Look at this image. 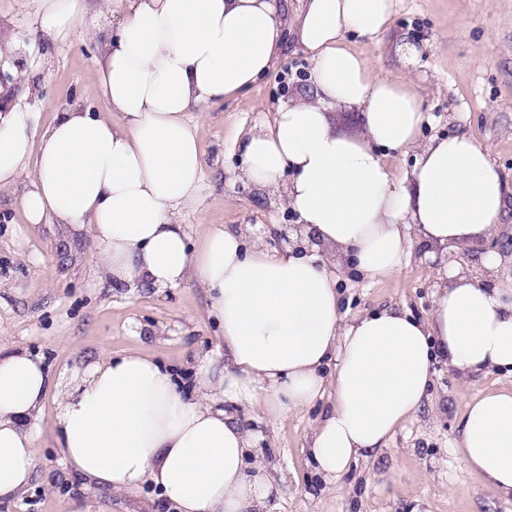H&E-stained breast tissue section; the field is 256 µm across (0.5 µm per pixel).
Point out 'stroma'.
<instances>
[{
  "label": "stroma",
  "instance_id": "1",
  "mask_svg": "<svg viewBox=\"0 0 512 512\" xmlns=\"http://www.w3.org/2000/svg\"><path fill=\"white\" fill-rule=\"evenodd\" d=\"M0 25L20 47L23 71L10 87L15 102L35 115L32 137L74 102L121 124L93 81L96 42L75 34L43 42L28 0H0ZM403 34L422 48L413 78L433 116L426 137L459 133L487 145L512 187V0H401L386 32L348 44L378 69L390 70L396 65L391 45ZM310 69L296 42H288L262 81L205 106L197 128L203 160L198 201L174 217L192 242L221 225L278 252L299 245L292 211L241 180L235 143L243 131L272 125L281 102L302 96ZM32 182L28 174L15 187L0 189V352L42 357L51 384L34 422L38 467L31 485L1 501L0 512H69L74 505L80 512H170L151 486L116 493L70 471L57 429L59 402L76 376L131 349L157 356L181 381H191L197 356L217 352L207 292L193 281L131 288L105 278L90 236L72 239L61 225L27 223L21 197ZM276 229L286 231L288 242H270ZM486 251L502 256L497 275L511 279L512 194L481 248L451 246L431 255L413 248L407 267L380 282L345 273L342 307L354 316L398 305L427 318L448 272L486 279ZM502 387H512V372L466 381L436 364L416 417L396 430L381 453L351 464L334 486L316 474L306 453L326 401L274 423L248 405L238 406L237 416L255 433L256 453L282 479L279 512H512V496L487 491L454 452L465 395Z\"/></svg>",
  "mask_w": 512,
  "mask_h": 512
}]
</instances>
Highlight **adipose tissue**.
Segmentation results:
<instances>
[{"label":"adipose tissue","instance_id":"1","mask_svg":"<svg viewBox=\"0 0 512 512\" xmlns=\"http://www.w3.org/2000/svg\"><path fill=\"white\" fill-rule=\"evenodd\" d=\"M32 2L46 40L87 34L85 0ZM398 2L300 0L291 15L278 0H129L100 38L94 75L123 125L73 103L35 145L31 113L0 103V187L33 169L27 222L90 234L106 278L129 287L197 281L221 329L224 356L199 359L192 394L131 350L65 395L66 463L92 483L152 484L174 512H277L279 484L252 457L254 435L235 406L258 405L276 421L329 398L307 452L336 484L418 414L435 362L464 379L512 368V280L449 276L425 319L397 306L352 318L342 310L345 269L382 280L401 272L413 243L480 247L512 190L468 135L422 143L431 117L412 79L415 43L393 44V72L346 47L347 36L387 31ZM289 34L312 62L311 92L283 103L240 148L245 180L297 214L302 247L274 253L216 227L191 248L173 220L194 204L202 176L190 115L256 84ZM338 106L360 110V133H336ZM409 154L413 166H399ZM48 389L40 358L0 354V501L37 468L30 423ZM455 452L488 490L512 493V387L467 401Z\"/></svg>","mask_w":512,"mask_h":512}]
</instances>
